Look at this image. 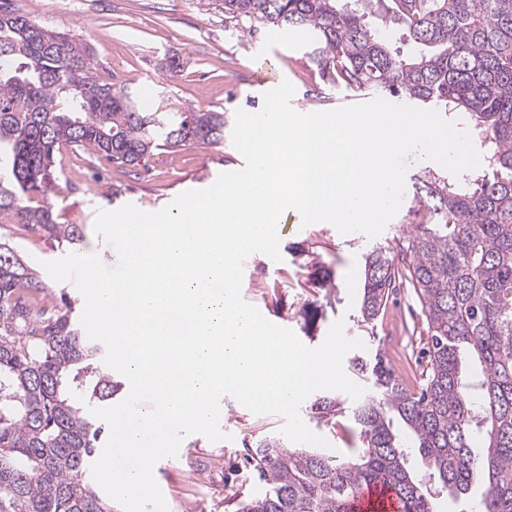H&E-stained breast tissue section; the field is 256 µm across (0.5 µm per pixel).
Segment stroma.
Wrapping results in <instances>:
<instances>
[{
  "instance_id": "35a3bbf8",
  "label": "stroma",
  "mask_w": 512,
  "mask_h": 512,
  "mask_svg": "<svg viewBox=\"0 0 512 512\" xmlns=\"http://www.w3.org/2000/svg\"><path fill=\"white\" fill-rule=\"evenodd\" d=\"M21 13L54 30L86 42L98 73L113 84L137 94L145 108L157 102L170 111L190 109L223 113L234 124L237 110L262 109L265 90L258 82L267 70L283 74L295 87L294 108L301 112L327 111L353 105L343 90L318 77L309 56L306 36L299 31L252 27L225 18L209 0H13ZM175 57L168 70L160 61ZM243 157L231 139L215 145L191 144L173 151L158 150L139 166L120 169L100 153H72L63 149L56 158L62 176L52 204L58 223L81 224L86 242L81 253L98 254L108 265L116 252L94 230L97 211L126 204L155 212L182 192L211 186L218 175L241 167ZM411 160L401 208L384 232L375 238L361 233L340 234L329 224L302 226L297 211H285L280 239V261L262 253L243 264V299L269 321L293 330L307 346H319L332 323L344 319L348 336L361 339L356 355L367 364L377 357L392 358L394 349L405 355L410 376H418L427 361V322L413 288L401 284L391 292L387 308L397 311L401 326L388 333L381 322L363 323L359 313L366 255L379 247L393 249L411 229L410 208L415 193L413 176L424 169ZM7 237L31 264L56 260L64 249L15 224L0 223ZM329 275L335 295H326L322 275ZM318 309L316 321L305 313ZM342 410L332 421H317L309 402L300 414L308 427L324 437L330 454L340 455L358 446L352 419L355 400L340 398ZM221 428L228 440L213 443L205 436H186L177 456L157 462L154 476L169 512H235L241 499L264 493L243 465L246 448L275 437L280 417L255 415L233 397L221 402Z\"/></svg>"
}]
</instances>
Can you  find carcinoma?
I'll return each instance as SVG.
<instances>
[{
  "label": "carcinoma",
  "instance_id": "1",
  "mask_svg": "<svg viewBox=\"0 0 512 512\" xmlns=\"http://www.w3.org/2000/svg\"><path fill=\"white\" fill-rule=\"evenodd\" d=\"M224 16L298 30L324 82L355 96L383 90L421 107L468 117L485 164L456 178L414 175L412 232L364 263L362 321L381 314L406 281L423 300L430 359L418 391L390 363L373 367L376 393L353 409L362 447L345 458L265 439L245 460L266 485L237 512H351L357 493L382 484L402 512H434L407 468L415 448L455 498L480 486L478 512H512V0H219ZM400 24L416 47L403 55L367 17ZM224 113L152 112L100 79L90 47L0 0V220L68 246L80 224L57 223V153L89 147L120 168L157 150L224 141ZM105 347L54 298L41 272L0 239V512H115L88 477L105 424L81 403L104 404L114 385ZM480 371L466 378L463 359ZM313 417L340 410L320 397ZM407 439L392 430V416Z\"/></svg>",
  "mask_w": 512,
  "mask_h": 512
}]
</instances>
